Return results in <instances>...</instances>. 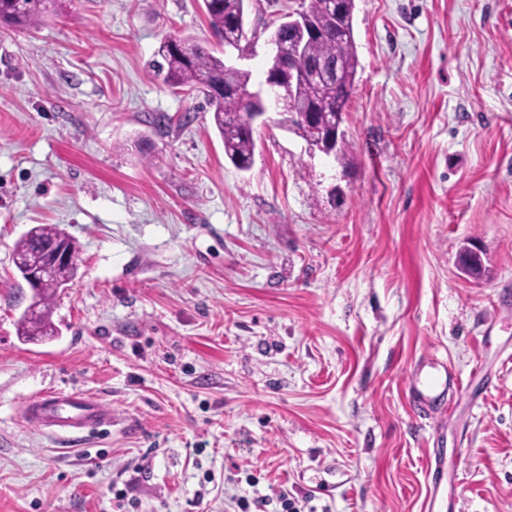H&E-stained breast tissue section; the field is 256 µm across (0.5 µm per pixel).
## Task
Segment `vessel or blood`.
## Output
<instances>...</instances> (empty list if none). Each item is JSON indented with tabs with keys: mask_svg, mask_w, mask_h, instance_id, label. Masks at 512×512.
I'll return each mask as SVG.
<instances>
[{
	"mask_svg": "<svg viewBox=\"0 0 512 512\" xmlns=\"http://www.w3.org/2000/svg\"><path fill=\"white\" fill-rule=\"evenodd\" d=\"M460 380L451 368H439L428 363L412 369L409 395L422 417H429L433 406L450 386ZM27 422L47 429L60 438H82L90 434L109 432L117 421L101 400L81 392H50L30 403Z\"/></svg>",
	"mask_w": 512,
	"mask_h": 512,
	"instance_id": "vessel-or-blood-1",
	"label": "vessel or blood"
}]
</instances>
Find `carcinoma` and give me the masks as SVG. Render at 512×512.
<instances>
[{
    "mask_svg": "<svg viewBox=\"0 0 512 512\" xmlns=\"http://www.w3.org/2000/svg\"><path fill=\"white\" fill-rule=\"evenodd\" d=\"M209 25L222 41L232 44L240 39V28L245 14L246 0H203ZM54 0H0V26L27 30L45 20ZM301 8L317 34L303 38L280 29L283 51L288 53L300 47L299 65L310 59L324 60L339 68L337 79L318 83L305 79L285 93L281 106L288 112L298 102L322 105L321 113L343 112L355 89L360 61L354 36V0H345L344 16L339 18L332 8V0H302ZM162 61L157 73L174 88H187L204 94L213 113L214 126L224 141V153L230 161L245 168L255 152L253 132L249 128L250 111L261 103L248 97L251 74L245 70L227 69L224 59L214 55L201 44H188L174 36L165 37L157 51ZM292 133L304 141L320 136L319 119H301ZM62 232L54 224H39L22 236L14 247L15 266L38 268L46 264L47 256L33 245L38 238L50 241ZM60 288L57 282H48L39 290L38 313H23L20 317L21 335L53 336L57 329L49 318L50 305Z\"/></svg>",
    "mask_w": 512,
    "mask_h": 512,
    "instance_id": "obj_1",
    "label": "carcinoma"
}]
</instances>
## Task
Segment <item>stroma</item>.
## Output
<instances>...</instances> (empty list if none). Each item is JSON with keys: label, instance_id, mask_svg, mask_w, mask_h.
<instances>
[{"label": "stroma", "instance_id": "stroma-1", "mask_svg": "<svg viewBox=\"0 0 512 512\" xmlns=\"http://www.w3.org/2000/svg\"><path fill=\"white\" fill-rule=\"evenodd\" d=\"M294 4L249 0L229 51L203 0L0 27V512H512V0H355L343 160L271 121L242 171L150 65L206 41L258 87ZM37 224L80 261L57 335L26 338L13 246ZM426 357L464 385L431 419L407 392ZM51 390L119 426L24 424Z\"/></svg>", "mask_w": 512, "mask_h": 512}]
</instances>
